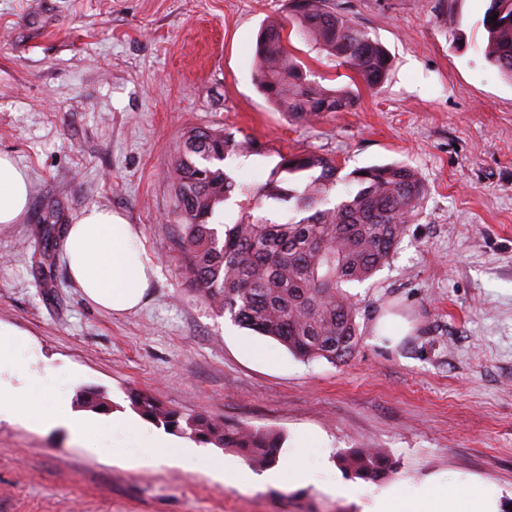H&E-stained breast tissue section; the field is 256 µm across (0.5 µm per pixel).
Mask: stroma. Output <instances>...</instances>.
<instances>
[{
	"label": "stroma",
	"instance_id": "35a3bbf8",
	"mask_svg": "<svg viewBox=\"0 0 512 512\" xmlns=\"http://www.w3.org/2000/svg\"><path fill=\"white\" fill-rule=\"evenodd\" d=\"M393 59L380 90L309 124L255 81L261 26L288 0H0V153L30 179L21 223L0 224V326L33 366L62 376L44 404L130 394L283 436L316 433L330 459L383 449L393 473L351 499L314 486L240 490L169 462L96 454L63 427L0 418V512H364L368 491L473 476L512 512V80L483 54L489 0H333ZM219 128L242 186L272 180L282 155L334 158L343 172L414 168L427 195L389 263L349 285L359 345L345 360L300 359L213 310L182 274L167 220L170 160L184 133ZM124 214L158 265L147 302L115 316L82 298L45 220L85 208ZM388 315L411 325L379 340ZM273 355L266 361L242 341Z\"/></svg>",
	"mask_w": 512,
	"mask_h": 512
}]
</instances>
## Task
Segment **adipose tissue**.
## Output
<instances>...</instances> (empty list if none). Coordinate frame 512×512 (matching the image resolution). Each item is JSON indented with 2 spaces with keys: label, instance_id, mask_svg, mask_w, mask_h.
<instances>
[{
  "label": "adipose tissue",
  "instance_id": "obj_1",
  "mask_svg": "<svg viewBox=\"0 0 512 512\" xmlns=\"http://www.w3.org/2000/svg\"><path fill=\"white\" fill-rule=\"evenodd\" d=\"M28 200L26 172L11 157L0 155V224L20 223ZM63 253L70 280L83 298L115 315L140 308L157 274L135 226L105 207H88L65 227ZM26 349L25 340L0 328V415L27 406L40 426L67 427L76 438H95L97 451L130 455L141 464L156 462L170 447L169 438L135 421L81 417L65 400L41 407L39 396L49 379L32 369ZM315 441L313 435H301L295 448L269 472L268 481L288 488L319 484L316 460L321 451ZM176 456L220 476L226 484L245 489L256 485L249 469L238 462L200 457L187 448L179 449ZM368 512H500V505L494 486L472 481L464 490L452 491L447 483L434 479L420 486L397 484L383 489L372 495Z\"/></svg>",
  "mask_w": 512,
  "mask_h": 512
}]
</instances>
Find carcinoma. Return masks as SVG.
I'll return each instance as SVG.
<instances>
[{
  "instance_id": "cac0c4a2",
  "label": "carcinoma",
  "mask_w": 512,
  "mask_h": 512,
  "mask_svg": "<svg viewBox=\"0 0 512 512\" xmlns=\"http://www.w3.org/2000/svg\"><path fill=\"white\" fill-rule=\"evenodd\" d=\"M288 20H270L256 45L257 83L271 102L295 122L309 123L354 106L359 90L328 88L291 52L298 36L366 89L378 90L392 67L389 52L331 0H289ZM497 19H492V16ZM482 26L484 56L512 79V0H489ZM243 144L222 131L192 129L175 151L170 168V215L181 229L185 269L202 296L221 313L306 360L331 363L352 355L359 341L360 310L346 286L370 279L391 258L407 224L422 209L426 189L404 164L374 165L340 176L336 160L313 153L280 156L281 178L256 191L301 215L278 223L247 209L235 224L220 220L219 208L243 189L223 162ZM346 194L333 201L338 182ZM132 406L165 429L217 448H234L249 465L277 463L281 438L250 426L207 416L183 417L156 398L136 392ZM349 475L369 479L391 471L375 448L339 457Z\"/></svg>"
}]
</instances>
